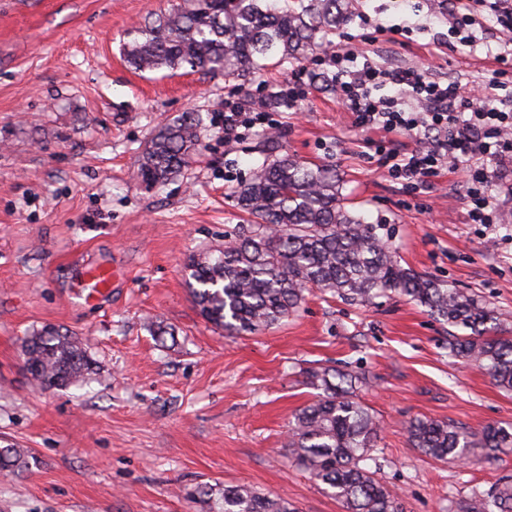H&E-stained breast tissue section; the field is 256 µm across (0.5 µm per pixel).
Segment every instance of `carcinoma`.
I'll return each mask as SVG.
<instances>
[{"instance_id":"1","label":"carcinoma","mask_w":512,"mask_h":512,"mask_svg":"<svg viewBox=\"0 0 512 512\" xmlns=\"http://www.w3.org/2000/svg\"><path fill=\"white\" fill-rule=\"evenodd\" d=\"M353 0H177L152 24L135 27L124 44L128 65L141 72L191 69L244 80L266 62L301 61L332 44L351 19ZM197 112L162 127L139 160L148 184L166 181L198 151ZM249 223L218 254L186 258L190 291L201 316L230 335L254 334L294 315L314 288L369 303L393 292L419 304L442 323L463 331L450 352L485 368L495 384L512 391V336L498 330L494 311L473 295L429 279L398 260L381 234L347 209L336 171L312 167L293 155L266 160L254 178L234 191ZM22 351L32 381L41 389L83 381L92 360L82 340L55 327L26 337ZM318 399L295 416L288 453L326 486L346 512H403L393 495L365 467L380 434L377 417L355 396L360 379L349 373L312 371ZM411 447L440 461L488 459L512 450V426L478 432L435 419L407 427ZM27 467L21 448H0V474ZM210 512H296L288 499L245 485L226 486ZM458 512H512V479L490 492L473 491Z\"/></svg>"}]
</instances>
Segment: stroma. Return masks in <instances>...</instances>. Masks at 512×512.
<instances>
[{
  "mask_svg": "<svg viewBox=\"0 0 512 512\" xmlns=\"http://www.w3.org/2000/svg\"><path fill=\"white\" fill-rule=\"evenodd\" d=\"M169 0H0V448L27 468L0 478V512H209L203 489L247 484L298 512H344L288 455V429L317 389L310 371L364 377L360 401L381 421L369 467L405 512H457L472 490L512 477V454L465 464L411 448L417 417L472 430L512 424V392L451 356L449 328L387 293L370 304L318 291L260 333L229 336L195 306L184 271L223 247L246 216L233 193L264 158L293 154L335 168L350 210L385 225L404 267L479 296L512 336V203L498 224L465 218L463 178L406 192L363 155L362 133L330 93L280 106L265 129L224 139V103L257 104L287 88L300 63L246 82L182 67L141 73L126 63L130 29ZM410 31L377 47L383 66L418 67L464 83L486 79L484 50H449L439 0H355L362 17ZM200 111L199 150L160 185L138 160L153 134ZM116 276L100 300L77 296L83 261ZM168 336H154V326ZM55 326L81 337L86 382L36 389L24 336Z\"/></svg>",
  "mask_w": 512,
  "mask_h": 512,
  "instance_id": "1",
  "label": "stroma"
}]
</instances>
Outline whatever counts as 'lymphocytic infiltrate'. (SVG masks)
I'll list each match as a JSON object with an SVG mask.
<instances>
[{"label":"lymphocytic infiltrate","mask_w":512,"mask_h":512,"mask_svg":"<svg viewBox=\"0 0 512 512\" xmlns=\"http://www.w3.org/2000/svg\"><path fill=\"white\" fill-rule=\"evenodd\" d=\"M489 16L503 35L492 75L480 88L437 81L420 68L380 67L350 42L278 96L292 105L325 81L353 126L366 133L369 162L411 193L432 188L442 173L463 172L467 223H500L492 189L512 200V96L506 93L512 85V0H448V32L461 46L476 47V32ZM405 137L415 140L414 148L403 147Z\"/></svg>","instance_id":"obj_1"}]
</instances>
